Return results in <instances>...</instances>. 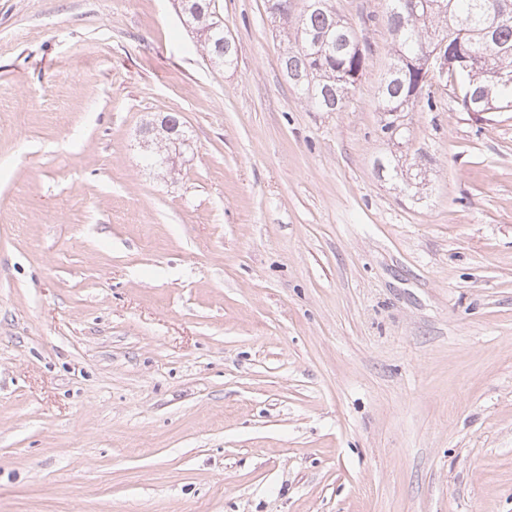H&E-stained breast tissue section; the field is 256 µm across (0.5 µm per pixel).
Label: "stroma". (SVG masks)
<instances>
[{"label":"stroma","instance_id":"obj_1","mask_svg":"<svg viewBox=\"0 0 512 512\" xmlns=\"http://www.w3.org/2000/svg\"><path fill=\"white\" fill-rule=\"evenodd\" d=\"M217 5L230 68L178 0H0V512H512V112L384 133L386 0L312 111Z\"/></svg>","mask_w":512,"mask_h":512}]
</instances>
